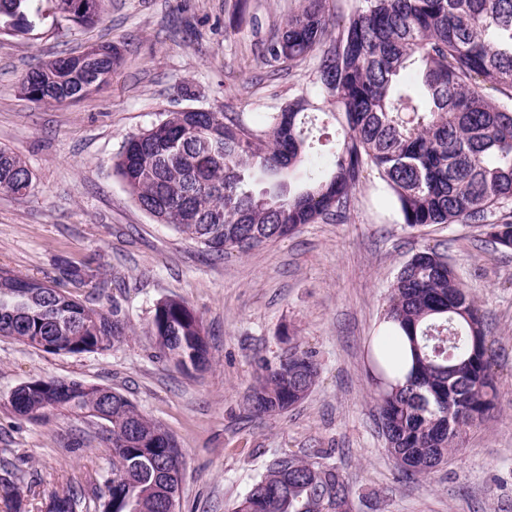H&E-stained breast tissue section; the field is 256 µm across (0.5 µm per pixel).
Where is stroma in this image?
Returning a JSON list of instances; mask_svg holds the SVG:
<instances>
[{"mask_svg": "<svg viewBox=\"0 0 512 512\" xmlns=\"http://www.w3.org/2000/svg\"><path fill=\"white\" fill-rule=\"evenodd\" d=\"M108 0L103 23L61 35L0 37V148L33 174L23 198L0 192V266L118 308L127 336L104 353L54 354L0 336V476L45 512L53 491L81 488L95 512L112 467L102 420L59 412L16 415L12 391L32 379L80 380L121 393L173 437L183 455L179 512H232L273 455L321 456L342 470L353 512H512V252L473 224L410 228L366 169L342 222L305 224L246 253L216 255L157 223L113 171L127 137L185 108L238 112L263 126L309 69L268 62L263 44L301 0ZM109 43L111 79L75 104L39 105L23 75L59 53ZM447 253L487 323L501 391L497 409L467 431L428 476L401 475L378 432L368 346L402 264L416 251ZM89 265L94 287L58 277L61 261ZM185 301L200 317L205 370L159 358L147 332L158 302ZM313 355L319 377L288 411L255 417L247 396L260 361L290 348Z\"/></svg>", "mask_w": 512, "mask_h": 512, "instance_id": "1", "label": "stroma"}]
</instances>
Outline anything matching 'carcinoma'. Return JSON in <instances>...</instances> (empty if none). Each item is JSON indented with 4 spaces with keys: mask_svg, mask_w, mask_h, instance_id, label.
Listing matches in <instances>:
<instances>
[{
    "mask_svg": "<svg viewBox=\"0 0 512 512\" xmlns=\"http://www.w3.org/2000/svg\"><path fill=\"white\" fill-rule=\"evenodd\" d=\"M82 0H0V35L52 20L70 31L103 20ZM312 79L254 129L239 116L193 108L127 139L114 163L131 197L208 251L247 252L328 217L341 222L366 168L376 169L392 206L410 228L476 224L488 242L512 250V0H354L333 25L323 0L301 9L264 47ZM63 54L30 69L37 104L75 101L105 84L118 48L77 66ZM325 140L315 150L311 131ZM22 158L0 150V192L32 189ZM59 277L93 283L65 264ZM148 332L160 357L184 373L208 362L202 321L185 302L155 306ZM0 335L49 353L106 351L125 336L118 309L87 305L44 282L0 267ZM379 428L401 471L429 475L448 462L466 430L499 401L486 327L448 256L414 253L390 286L383 326L370 348ZM319 375L308 352L261 361L250 411L276 415L302 401ZM13 411L46 421L64 409L112 428V475L101 512H170L180 471L166 468L177 448L158 422L123 395L77 380L36 379ZM0 497L20 512L21 489L0 477ZM82 491L51 497L48 512H77ZM234 512H352L348 477L308 457L272 458Z\"/></svg>",
    "mask_w": 512,
    "mask_h": 512,
    "instance_id": "obj_1",
    "label": "carcinoma"
}]
</instances>
